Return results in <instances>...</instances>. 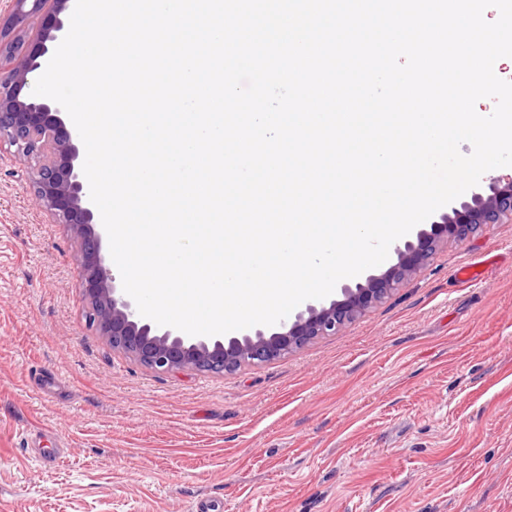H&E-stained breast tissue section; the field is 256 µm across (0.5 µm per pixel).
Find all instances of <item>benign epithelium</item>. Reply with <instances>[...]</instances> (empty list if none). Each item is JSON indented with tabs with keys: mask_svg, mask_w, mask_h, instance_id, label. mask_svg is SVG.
I'll return each instance as SVG.
<instances>
[{
	"mask_svg": "<svg viewBox=\"0 0 512 512\" xmlns=\"http://www.w3.org/2000/svg\"><path fill=\"white\" fill-rule=\"evenodd\" d=\"M73 0H7V30L0 29V153L28 167L29 190L54 223L76 239L81 288L88 301L86 323L112 350L162 373L196 371L224 374L281 358L322 336L338 333L363 311L403 286L443 242L464 243L485 224L512 223V181H492L470 198L395 248L397 262L365 282L341 287L342 299L309 303L274 326L257 325L240 337L190 336L159 326L137 310L104 254L106 230L90 199L79 163L77 131L68 128L65 110L29 92L46 68V55L64 38ZM35 31L36 49L26 46Z\"/></svg>",
	"mask_w": 512,
	"mask_h": 512,
	"instance_id": "obj_1",
	"label": "benign epithelium"
}]
</instances>
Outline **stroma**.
<instances>
[{
    "instance_id": "obj_1",
    "label": "stroma",
    "mask_w": 512,
    "mask_h": 512,
    "mask_svg": "<svg viewBox=\"0 0 512 512\" xmlns=\"http://www.w3.org/2000/svg\"><path fill=\"white\" fill-rule=\"evenodd\" d=\"M23 171L0 155V512H512V224L285 357L158 373L87 326Z\"/></svg>"
}]
</instances>
